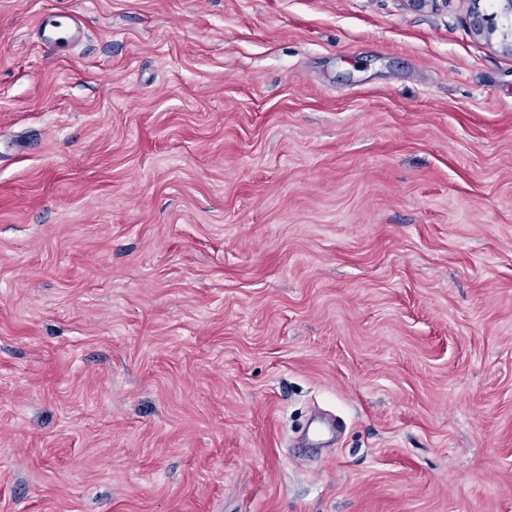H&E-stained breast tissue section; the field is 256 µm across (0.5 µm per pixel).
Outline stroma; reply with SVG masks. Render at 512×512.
Wrapping results in <instances>:
<instances>
[{
    "label": "stroma",
    "instance_id": "obj_1",
    "mask_svg": "<svg viewBox=\"0 0 512 512\" xmlns=\"http://www.w3.org/2000/svg\"><path fill=\"white\" fill-rule=\"evenodd\" d=\"M475 9L0 0V512H512ZM40 42L59 51L65 45H76L83 37L79 19L72 11L60 10L39 19Z\"/></svg>",
    "mask_w": 512,
    "mask_h": 512
}]
</instances>
